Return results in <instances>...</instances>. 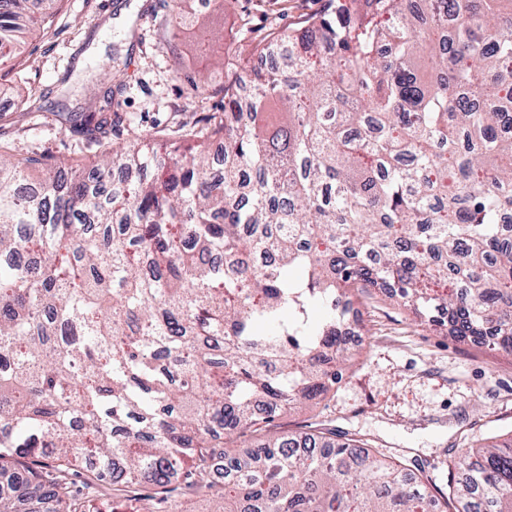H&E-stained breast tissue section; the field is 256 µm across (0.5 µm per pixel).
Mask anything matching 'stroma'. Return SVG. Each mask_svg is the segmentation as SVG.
Wrapping results in <instances>:
<instances>
[{
	"label": "stroma",
	"mask_w": 512,
	"mask_h": 512,
	"mask_svg": "<svg viewBox=\"0 0 512 512\" xmlns=\"http://www.w3.org/2000/svg\"><path fill=\"white\" fill-rule=\"evenodd\" d=\"M328 0H227L197 9L173 32L158 0H58L50 24L26 34L15 59H0V142L16 157L92 168L102 150L140 135L176 142L223 111L225 75L256 65V45L323 14ZM111 65L120 91L113 136L97 144L70 130L69 113L102 96ZM207 75L206 90L191 79ZM362 346L330 391L276 417L273 431L327 428L403 463L435 496L463 448L512 437V354L435 329L379 290L361 294Z\"/></svg>",
	"instance_id": "stroma-1"
}]
</instances>
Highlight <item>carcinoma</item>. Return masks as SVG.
I'll use <instances>...</instances> for the list:
<instances>
[{
	"mask_svg": "<svg viewBox=\"0 0 512 512\" xmlns=\"http://www.w3.org/2000/svg\"><path fill=\"white\" fill-rule=\"evenodd\" d=\"M31 2L0 0V56ZM275 48L289 64L224 82L178 154L141 136L33 181L0 145V478L27 489L0 482V512H153L141 486L213 512H446L331 431L220 448L336 383L342 295L492 323L512 354V0H338L258 59ZM112 94L72 130L106 140ZM456 470L457 512H512V443Z\"/></svg>",
	"mask_w": 512,
	"mask_h": 512,
	"instance_id": "1",
	"label": "carcinoma"
}]
</instances>
